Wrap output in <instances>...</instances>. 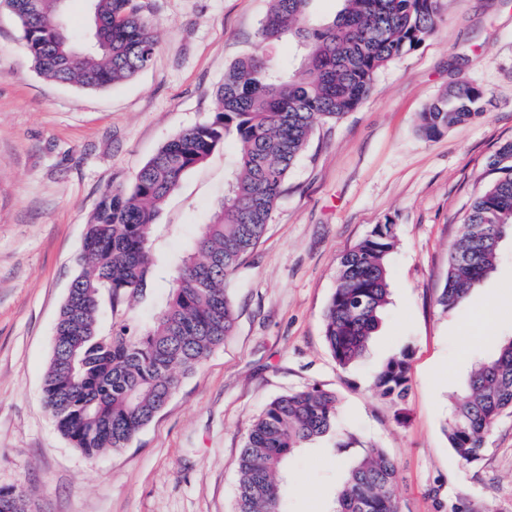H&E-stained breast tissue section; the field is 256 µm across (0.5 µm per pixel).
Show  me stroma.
<instances>
[{"mask_svg":"<svg viewBox=\"0 0 512 512\" xmlns=\"http://www.w3.org/2000/svg\"><path fill=\"white\" fill-rule=\"evenodd\" d=\"M155 24L149 66L90 91L37 74L20 26L0 10V488L26 492L31 512H234L246 435L272 399L335 392L344 431L398 466L400 512H512V416L482 457L459 460L444 426L472 366L512 336V240L496 271L461 307L437 304L448 251L489 163L512 140V0H441L436 31L376 75L368 98L316 127L293 165L266 233L233 275V332L182 378L163 410L121 452L88 459L43 400L54 329L77 273L87 225L106 191L131 184L182 130L208 121L224 71L264 50L299 65L295 45L259 47L269 0H139ZM483 87V115L429 139L426 106L448 86ZM238 156L227 141L189 171L157 220L153 276L132 313L166 302L174 265L223 201ZM396 226L390 303L365 356L338 367L324 311L340 258L374 225ZM411 381L398 403L371 388L402 348ZM347 459L318 440L288 463V512H331Z\"/></svg>","mask_w":512,"mask_h":512,"instance_id":"1","label":"stroma"}]
</instances>
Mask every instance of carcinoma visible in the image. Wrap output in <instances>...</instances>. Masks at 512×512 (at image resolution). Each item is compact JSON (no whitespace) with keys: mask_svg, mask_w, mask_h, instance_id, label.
<instances>
[{"mask_svg":"<svg viewBox=\"0 0 512 512\" xmlns=\"http://www.w3.org/2000/svg\"><path fill=\"white\" fill-rule=\"evenodd\" d=\"M309 0H270L258 44L293 41L304 49L294 70L261 51L224 71L213 117L165 142L126 188L107 191L87 224L79 272L61 307L46 370L44 398L58 429L89 458L118 453L166 405L179 376L194 372L231 334L230 282L263 236L288 173L317 124L338 120L370 95L376 74L437 26L438 0H342L335 18L314 24ZM18 20L37 72L55 82L99 90L143 70L155 51L151 21L138 0H87L89 26L74 36L59 0H0ZM487 92L455 84L420 114L427 138L483 115ZM239 145L224 201L176 267L168 300L151 320L104 332L100 315L133 305L154 267L155 221L183 176L228 136ZM491 167L495 177L471 203L438 304L452 310L494 271L512 236V141ZM395 225L377 224L340 258L325 313L324 338L336 364L359 362L390 299L387 256ZM410 350L373 374L377 396L393 402L410 386ZM512 415V337L476 365L451 406L445 433L471 463L498 419ZM333 440L340 455L360 444L340 427L336 395L317 386L269 402L253 422L238 462L236 512H286L278 474L297 450ZM397 468L375 445L342 473L333 512H398ZM0 512H28L21 490L0 489Z\"/></svg>","mask_w":512,"mask_h":512,"instance_id":"1","label":"carcinoma"}]
</instances>
